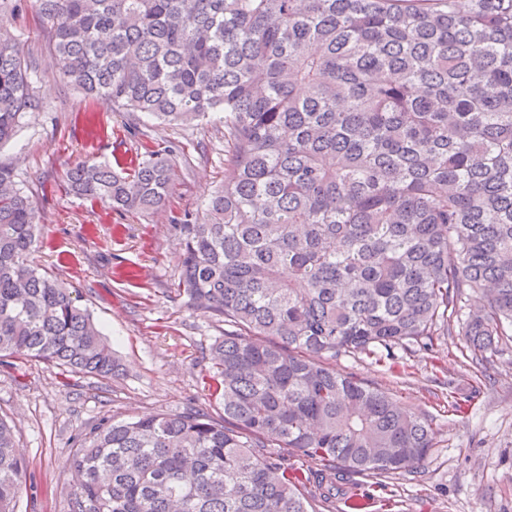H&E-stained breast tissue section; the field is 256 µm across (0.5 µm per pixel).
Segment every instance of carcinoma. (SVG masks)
<instances>
[{
	"instance_id": "1",
	"label": "carcinoma",
	"mask_w": 512,
	"mask_h": 512,
	"mask_svg": "<svg viewBox=\"0 0 512 512\" xmlns=\"http://www.w3.org/2000/svg\"><path fill=\"white\" fill-rule=\"evenodd\" d=\"M68 82L163 124L224 113V183L182 238L180 290L224 320V421L157 413L92 429L69 512H309L336 480L412 467L428 419L331 370L430 350L467 292L471 358L512 339V0H33ZM0 0V147L41 109ZM67 190L156 210L172 165L84 161ZM33 196L0 162V357L101 378L119 362L35 267ZM287 448L303 472L262 452ZM27 490L0 417V512Z\"/></svg>"
}]
</instances>
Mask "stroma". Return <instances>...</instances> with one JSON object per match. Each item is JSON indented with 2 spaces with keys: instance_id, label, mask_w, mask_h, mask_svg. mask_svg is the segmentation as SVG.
Returning <instances> with one entry per match:
<instances>
[{
  "instance_id": "stroma-1",
  "label": "stroma",
  "mask_w": 512,
  "mask_h": 512,
  "mask_svg": "<svg viewBox=\"0 0 512 512\" xmlns=\"http://www.w3.org/2000/svg\"><path fill=\"white\" fill-rule=\"evenodd\" d=\"M7 20L40 72V112L0 147V161L14 166L17 183L34 196L41 236L32 258L74 290L123 368L103 379L0 358V415L15 427L29 485L17 512H68L76 479L65 461L102 421L189 410L224 415L210 383L225 326L179 293L174 230L201 221L224 180V116L170 127L85 98L60 74L30 0H20ZM157 152L173 165V191L159 210L115 211L63 189L80 161L127 172ZM328 365L388 391L433 431L427 455L409 470L339 486L333 512H350L352 493L364 501L360 512H512V342L476 363L455 324L430 351L415 347L381 363L342 354ZM452 395L462 411L449 410Z\"/></svg>"
}]
</instances>
